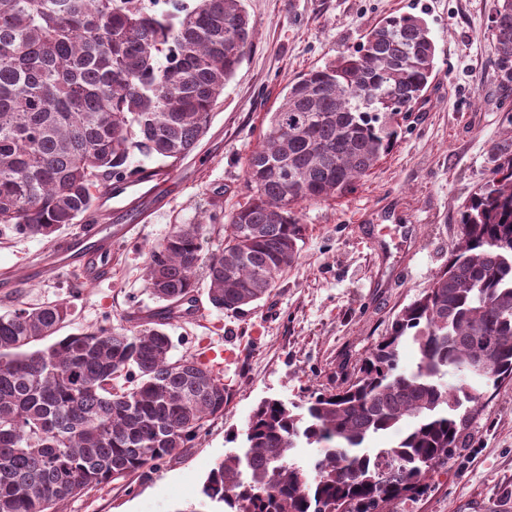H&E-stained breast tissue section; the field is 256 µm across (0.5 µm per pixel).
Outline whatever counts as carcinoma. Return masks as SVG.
I'll list each match as a JSON object with an SVG mask.
<instances>
[{
  "mask_svg": "<svg viewBox=\"0 0 512 512\" xmlns=\"http://www.w3.org/2000/svg\"><path fill=\"white\" fill-rule=\"evenodd\" d=\"M255 35L244 0H0V228L51 240L98 218L103 191L137 173L136 152L160 160L150 177L176 169ZM492 46L498 75L512 81V0H497ZM434 60L426 22L391 15L289 83L245 159L248 200L208 214L226 220L221 248L204 254L207 225L176 224L144 253L158 310L33 351L70 321V304L0 313V512H61L224 416V382L192 354L172 359L167 326L194 314L202 280L221 312L269 295L298 259L300 204L352 192L391 152ZM492 158L430 287L341 388L300 404L262 401L229 435L242 449L209 472L207 500L225 512H379L448 462L479 388L512 378V153L497 144ZM408 340L419 351L412 368L399 360ZM485 351L487 372L474 380L468 370ZM391 431L390 446L366 450ZM296 448L318 449L313 478Z\"/></svg>",
  "mask_w": 512,
  "mask_h": 512,
  "instance_id": "carcinoma-1",
  "label": "carcinoma"
}]
</instances>
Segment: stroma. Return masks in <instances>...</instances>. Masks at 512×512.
I'll return each mask as SVG.
<instances>
[{"mask_svg": "<svg viewBox=\"0 0 512 512\" xmlns=\"http://www.w3.org/2000/svg\"><path fill=\"white\" fill-rule=\"evenodd\" d=\"M496 0H245L257 35L198 149L168 177L103 197L107 223L128 226L112 244L108 276L82 279L55 264L54 243L0 235V311L67 301L70 333L123 324L132 307L157 310L143 251L176 224L206 223L219 203L246 202L244 162L268 110L299 74L354 49L393 14L422 17L436 44V77L393 148L354 190L302 204L305 242L276 288L234 316L200 298L169 326L174 357L194 354L230 392L223 416L160 465L98 486L63 512H176L201 496L265 399L301 402L333 391L385 336L396 314L429 287L457 242L459 211L488 178L495 144L512 145V84L491 50ZM383 512H512V380L481 398L460 448L430 471L421 492Z\"/></svg>", "mask_w": 512, "mask_h": 512, "instance_id": "stroma-1", "label": "stroma"}]
</instances>
